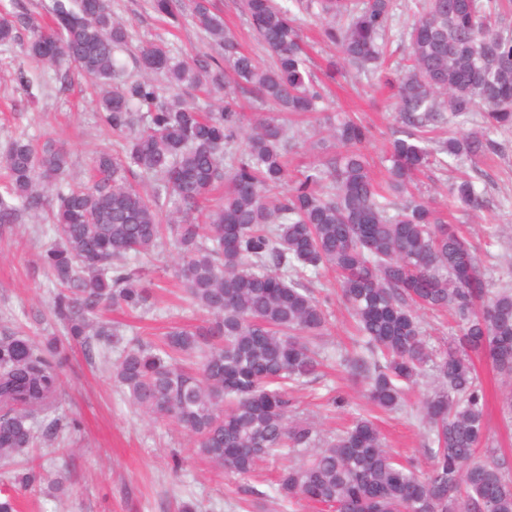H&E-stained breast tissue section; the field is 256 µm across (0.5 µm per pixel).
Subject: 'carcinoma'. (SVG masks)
Returning <instances> with one entry per match:
<instances>
[{
    "label": "carcinoma",
    "mask_w": 512,
    "mask_h": 512,
    "mask_svg": "<svg viewBox=\"0 0 512 512\" xmlns=\"http://www.w3.org/2000/svg\"><path fill=\"white\" fill-rule=\"evenodd\" d=\"M238 2L269 63L241 49L211 0H149L174 27L190 18L216 53L181 58L151 43L135 57L137 79L122 78L118 67L130 35L111 0H50L44 25L22 6L0 21V45H18L30 62L54 70L61 89L72 65L96 81L102 121L124 135L121 152L96 154L94 179L81 187L64 179L69 153L61 145L38 149L21 133L0 156V226L48 215L37 226L49 237L41 263L57 288L50 312L65 330V339L43 342L19 329L0 336V464L57 434L60 374L74 344L90 361L119 351L112 380L132 405L179 427L197 455L226 474L249 477L274 452L303 455L281 468L272 494L248 491L249 508L268 497L331 512H512V464L476 458L487 404L472 362L474 354L490 361L503 385L502 420L512 423V288H487L469 238L415 183L432 166L496 153L491 135L512 131V31L493 23L504 0H423L398 33L395 0ZM298 11L338 50L328 78L342 65L380 72L396 89L400 136L380 181L360 150L369 127L345 112L317 117L326 93L309 70ZM395 39L404 64L391 71ZM188 90L220 92L221 102L205 112L185 98ZM242 97L268 107L246 129ZM295 114L315 116L313 131L326 130L339 150L281 193L295 146L283 117ZM473 114L476 130L430 136L448 118ZM137 173L148 187L128 180ZM476 182L466 173L451 182L448 208H480ZM221 186L223 201L191 220ZM168 246L189 299L208 319L172 327L158 342L128 340L102 312H149L150 288L129 265ZM323 270L336 272L362 336L351 363L368 403L404 410L409 391L433 371L416 409L428 439L426 472L391 454L371 418L325 436L292 415L290 391L321 365L313 340L330 314L308 283ZM422 310L448 311L457 322L439 353ZM48 478L34 467L12 471L0 512H18L17 491Z\"/></svg>",
    "instance_id": "cac0c4a2"
}]
</instances>
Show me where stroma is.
<instances>
[{
  "instance_id": "35a3bbf8",
  "label": "stroma",
  "mask_w": 512,
  "mask_h": 512,
  "mask_svg": "<svg viewBox=\"0 0 512 512\" xmlns=\"http://www.w3.org/2000/svg\"><path fill=\"white\" fill-rule=\"evenodd\" d=\"M112 9L131 35L122 55L125 64H132L139 49L150 43L164 42L186 55L206 42L192 24L174 29L158 19L146 0H112ZM22 74L39 83L37 98H28L18 81ZM95 94L94 85L81 73L72 72L71 84L63 91L53 71L32 66L19 46H0V153L25 132L36 145L50 141L64 146L70 154L69 180L87 181L96 153L118 142L101 122ZM330 102L370 126L372 137L364 152L374 173H382L398 128L388 91L376 75L346 73L332 84ZM497 140L499 153L478 162L482 177L477 185L484 207L452 216L472 240L480 267L495 287L512 285V133L499 134ZM35 225V218L26 216L0 230V334L19 328L40 341L59 327L46 315L55 288L41 268L44 240ZM138 271L154 290V306L145 317H127L128 336L153 338L175 325L201 324L204 314L180 287L171 250L158 253ZM311 288L331 314L319 343L325 362L318 377L298 387L293 396L297 417L330 435L368 415L370 408L342 360L360 338L332 274L313 280ZM476 367L490 411L489 440L479 456L485 459L494 453L512 459V426L500 419L495 375L487 359L477 358ZM61 390V430L55 438L41 440L31 458L51 473H63L64 489L53 495L43 489L21 493L22 512H177L179 502L188 499L197 501L202 512H245L244 488L269 491L284 464L282 457L272 455L261 462L259 477L225 475L195 454L183 431L136 411L116 388L108 368L88 361L78 347L69 353ZM333 395L344 397L342 408H329L327 399ZM379 425L392 453L417 469L427 468L425 430L415 412L382 414ZM175 454L184 461L178 472L170 465Z\"/></svg>"
}]
</instances>
